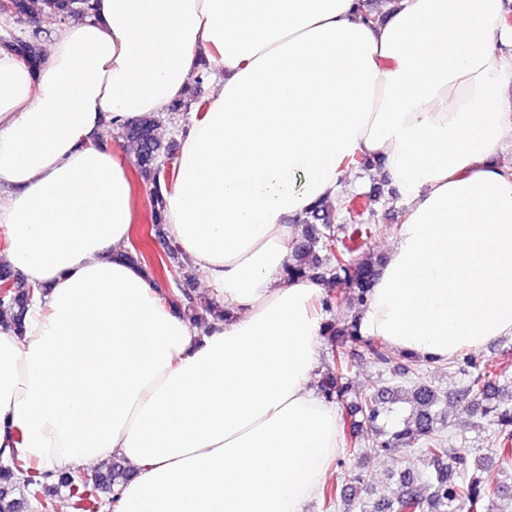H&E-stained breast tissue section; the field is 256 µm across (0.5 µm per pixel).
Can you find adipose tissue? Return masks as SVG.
<instances>
[{
    "label": "adipose tissue",
    "instance_id": "obj_1",
    "mask_svg": "<svg viewBox=\"0 0 512 512\" xmlns=\"http://www.w3.org/2000/svg\"><path fill=\"white\" fill-rule=\"evenodd\" d=\"M98 0L32 72L0 49V233L33 290L0 326V458L119 457L105 512H307L337 452L313 386L325 318L284 274L296 221L380 160L401 222L361 335L433 362L512 335V0ZM208 57L210 110L179 134L166 237L223 308L200 329L124 258L138 221L107 123L165 116Z\"/></svg>",
    "mask_w": 512,
    "mask_h": 512
}]
</instances>
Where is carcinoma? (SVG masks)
<instances>
[{"instance_id":"carcinoma-1","label":"carcinoma","mask_w":512,"mask_h":512,"mask_svg":"<svg viewBox=\"0 0 512 512\" xmlns=\"http://www.w3.org/2000/svg\"><path fill=\"white\" fill-rule=\"evenodd\" d=\"M7 12L18 24L28 25L23 35H12L0 44L13 51L32 68L41 65L43 29L32 26L35 21H64L78 13L91 17L92 0H8ZM159 119L149 113L124 125L119 135L137 148L135 174L150 185V219L156 225L165 222L163 191L173 184L175 172L165 173L162 159L175 156V144L158 134ZM377 196L351 194L336 207L329 202L313 206L300 220L301 230L292 243L285 272L289 277L316 276L324 282L326 292L317 309L330 313L345 305L360 308L377 275L374 262L359 257L365 241L383 231L380 224L364 223V215H374ZM362 210L351 224H335L336 213ZM128 258L152 268L157 278L171 272L164 264L156 265L139 252ZM0 304L8 305L14 327L22 320L30 301L31 288L11 269L0 266ZM185 313L197 325H205L216 313L215 302L200 297L188 302ZM322 336L328 346L329 362L316 381V389L329 403L340 409L338 441L351 455L403 451L419 454L429 460L433 471L426 477L403 475L394 496L364 500L357 487L345 489L326 485L322 489L326 512H335L345 505V512H499L503 499L512 501V485L491 474L484 457L470 459L468 454L452 444L453 435L446 415L438 411L442 395L425 377L429 361L392 351L385 342L366 338L358 330V319L338 328L325 323ZM364 353L384 371H389L393 386H381L359 397L355 404L345 406L350 391L349 374L353 362ZM512 352L503 351L502 361L492 363L475 350H462L448 366L462 376L456 391L461 402H468L497 426L491 438L492 454L503 464L512 462V406L504 401L499 379L507 371ZM412 406L405 418H398L396 404L399 393ZM371 433L362 435L363 427ZM30 474L24 487L26 493L16 494L20 472ZM130 468L124 461L113 458L97 474L95 484L86 483L78 472L56 475L57 482L47 483L48 472L34 473L33 463L20 459L18 463L0 466V512H27L34 507L49 512L54 490L68 489L75 512H100L99 490H113L128 481Z\"/></svg>"}]
</instances>
